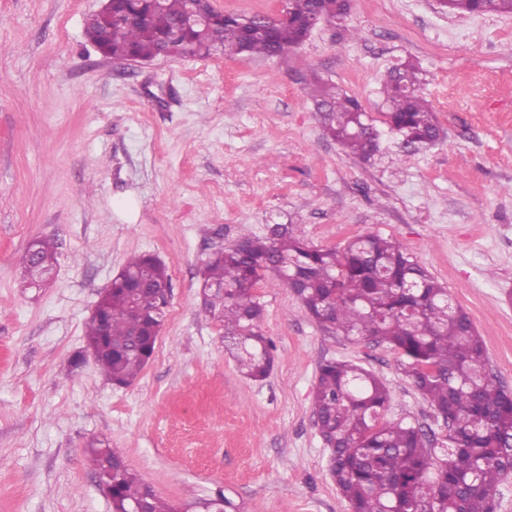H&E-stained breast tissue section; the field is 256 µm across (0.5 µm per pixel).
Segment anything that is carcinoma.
Segmentation results:
<instances>
[{
  "mask_svg": "<svg viewBox=\"0 0 512 512\" xmlns=\"http://www.w3.org/2000/svg\"><path fill=\"white\" fill-rule=\"evenodd\" d=\"M185 8L186 0H113V10L127 20L111 24L95 14L86 30L91 40L106 33L103 51L115 60H152L162 48L170 57H207L220 50L239 60H286L309 36L313 19H342L349 0H286L285 21L223 13L193 29L180 27ZM441 9L512 14V0H447ZM422 84L420 69L409 60L383 82L384 124L415 150L441 135ZM307 94L329 138L362 159L374 155L380 131L356 98L316 76ZM30 247L36 268L26 266L24 273L34 287L52 273L56 247L49 239ZM150 264L156 287H170L160 262L146 255L131 259L99 301L106 326L94 317L86 325L88 344L102 345L101 370L117 385L136 379L155 351L157 337L148 335V322L163 312L159 297L153 290L126 293L132 276ZM197 276L203 286L216 287L204 295V308L224 319V338L246 376L262 380L274 366V346L261 329L263 307L253 293L264 281L287 288L307 314L345 338L395 351L397 370L447 428L440 440L415 421L384 419L390 390L379 376L349 361L322 362L312 411L328 448V471L349 512H493L512 473V391L488 369L485 341L470 314L406 248L377 234L356 236L341 248H319L291 224H270L264 236L244 235L225 247ZM90 463L98 481L112 477L113 512H129L144 499L151 512H176L140 484L111 448L92 449ZM198 505L197 512H240L222 493Z\"/></svg>",
  "mask_w": 512,
  "mask_h": 512,
  "instance_id": "cac0c4a2",
  "label": "carcinoma"
}]
</instances>
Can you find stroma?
<instances>
[{
  "mask_svg": "<svg viewBox=\"0 0 512 512\" xmlns=\"http://www.w3.org/2000/svg\"><path fill=\"white\" fill-rule=\"evenodd\" d=\"M101 4L0 0V512H112L88 462L100 442L180 512L219 491L242 512H346L312 415L322 361L381 376L386 419L441 421L387 345L346 339L263 282L274 369L245 377L202 309L197 270L274 223L317 247L392 239L470 313L512 390V15L350 0L357 38L323 23L284 62L136 63L88 40ZM406 60L443 140L408 154L386 132L364 161L324 136L312 75L376 120L384 76ZM38 238L55 241L56 270L26 288ZM142 255L166 266L169 304L151 360L116 387L86 351L85 324Z\"/></svg>",
  "mask_w": 512,
  "mask_h": 512,
  "instance_id": "stroma-1",
  "label": "stroma"
}]
</instances>
